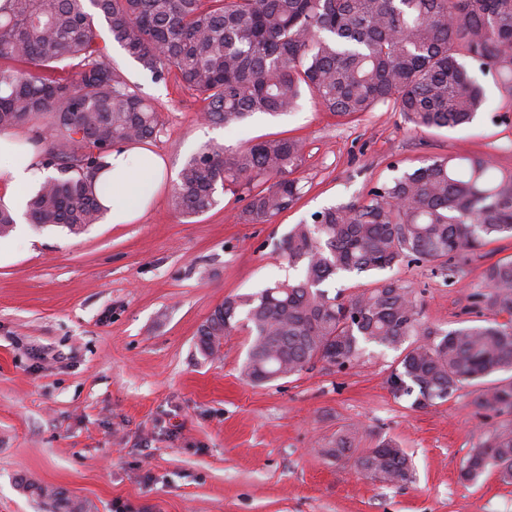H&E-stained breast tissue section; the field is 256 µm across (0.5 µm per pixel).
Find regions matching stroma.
Listing matches in <instances>:
<instances>
[{"label":"stroma","mask_w":512,"mask_h":512,"mask_svg":"<svg viewBox=\"0 0 512 512\" xmlns=\"http://www.w3.org/2000/svg\"><path fill=\"white\" fill-rule=\"evenodd\" d=\"M107 48L161 115L150 148L167 171L134 223L0 239V512H51L31 483L86 512H512V485L496 473L459 478L470 448L505 416L476 410L466 389L424 410L395 398L396 351L258 385L240 373L246 334L225 337L215 358L197 347L226 298L296 277L273 244L312 213L360 200L427 159L484 156L512 171V98L495 76L481 77L483 111L453 130L411 128L388 105L342 120L308 93L295 112L224 128L201 121L204 104L177 72L153 83L117 44ZM269 137L303 140L305 156L303 194L273 223L239 220L242 204L229 195L198 215L175 208L189 156ZM510 257L503 238L457 258L451 280L425 262L391 275L420 293L430 323L453 329L478 319L483 270ZM354 428L360 448L384 437L405 448L414 482L387 485L324 456ZM27 489L31 491L33 495H36L38 498L51 500L53 503L61 501V508L64 509L65 512H84V505L82 502L71 499V498H63L60 499L63 495L60 492H57L54 489H48L36 484H28Z\"/></svg>","instance_id":"35a3bbf8"}]
</instances>
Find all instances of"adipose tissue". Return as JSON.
<instances>
[{
  "mask_svg": "<svg viewBox=\"0 0 512 512\" xmlns=\"http://www.w3.org/2000/svg\"><path fill=\"white\" fill-rule=\"evenodd\" d=\"M9 157L0 167V182L9 187L0 203L13 205V189L29 186L45 174L38 154L19 132L0 134V158ZM108 170L96 180L94 191L106 210L109 223L129 224L141 217L153 202L160 187L165 162L162 157L141 148L113 150L107 158Z\"/></svg>",
  "mask_w": 512,
  "mask_h": 512,
  "instance_id": "obj_1",
  "label": "adipose tissue"
}]
</instances>
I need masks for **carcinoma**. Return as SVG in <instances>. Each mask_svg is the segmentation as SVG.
I'll use <instances>...</instances> for the list:
<instances>
[{"mask_svg":"<svg viewBox=\"0 0 512 512\" xmlns=\"http://www.w3.org/2000/svg\"><path fill=\"white\" fill-rule=\"evenodd\" d=\"M99 23L152 81L175 67L202 96L205 122L225 128L292 112L307 90L341 118L390 104L416 128L454 129L487 101L469 61L494 72L512 97V0H0V62L10 63L0 65V132L30 129L43 167L56 171L26 203L39 227L79 234L98 223L92 182L114 145L148 143L162 131L160 113L112 66ZM303 156L293 137L245 149L205 145L181 167L174 205L199 214L229 192L246 200L240 219L269 224L300 198L294 174ZM503 237H512L511 171L478 156L424 162L293 225L276 248L301 277L225 299L201 326L198 348L211 356L224 337L246 332L242 373L255 384L322 360L340 369L371 346L396 350L391 392L428 408L512 371V259L484 270L475 299L490 318L446 330L425 319L413 288L391 277L346 297L329 296L323 284L411 261L453 278L454 258ZM473 405L512 414V378L476 390ZM358 442L351 430L323 453L385 484L413 482L412 460L394 440L361 452ZM489 470L512 483V422L482 436L460 477L476 481ZM26 489L64 512H84L54 489Z\"/></svg>","mask_w":512,"mask_h":512,"instance_id":"obj_1","label":"carcinoma"}]
</instances>
